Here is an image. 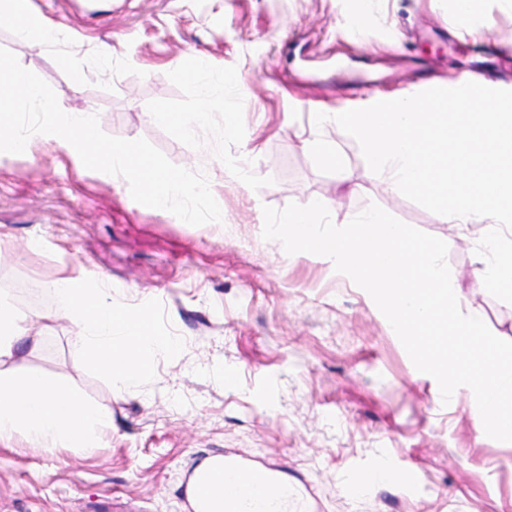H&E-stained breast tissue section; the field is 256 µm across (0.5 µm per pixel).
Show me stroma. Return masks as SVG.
<instances>
[{"mask_svg": "<svg viewBox=\"0 0 512 512\" xmlns=\"http://www.w3.org/2000/svg\"><path fill=\"white\" fill-rule=\"evenodd\" d=\"M62 31L52 46L0 48L45 80L61 107L92 109L109 135L147 139L173 163L204 171L223 211L201 226L133 200L124 178L77 153L36 145L0 153V275L20 274L49 314L47 287L64 272L105 284L114 307L177 343L138 387L117 390L56 323L35 371L112 412L97 447L0 443V512H183L189 471L224 453L272 468L305 497L296 512H512V442L480 436L471 395L443 403L370 295L331 259L286 254L262 237L263 206L337 193L338 222L375 204L444 240L469 305L512 342V304L476 276L483 224L466 235L401 193L384 190L358 144L334 125L343 168L304 148L316 112L363 108L378 94L450 87L482 76L512 90V10L482 0L471 22L448 0H372L362 30L350 0H31ZM87 74L76 87L56 62ZM203 57L224 72V103L191 139L150 120L193 112L181 66ZM236 372L224 382L225 368ZM392 482L353 484L357 471Z\"/></svg>", "mask_w": 512, "mask_h": 512, "instance_id": "obj_1", "label": "stroma"}]
</instances>
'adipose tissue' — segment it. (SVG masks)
Wrapping results in <instances>:
<instances>
[{"label":"adipose tissue","mask_w":512,"mask_h":512,"mask_svg":"<svg viewBox=\"0 0 512 512\" xmlns=\"http://www.w3.org/2000/svg\"><path fill=\"white\" fill-rule=\"evenodd\" d=\"M8 22L17 43L46 45L58 38L55 24L34 13L29 0H0V22ZM189 74L198 87L197 111L175 115L152 113L153 121L194 137L210 108L224 101V76L195 59ZM55 299L54 319L76 327L73 350L87 363L116 380L120 388L137 387L152 357L174 351V341L152 335L144 320L113 307L102 286L87 287L62 275L49 281ZM50 329L43 318L27 316L0 300V443L20 436L38 448H94L112 427V414L78 396L64 384L27 365L26 352L36 351Z\"/></svg>","instance_id":"1"}]
</instances>
